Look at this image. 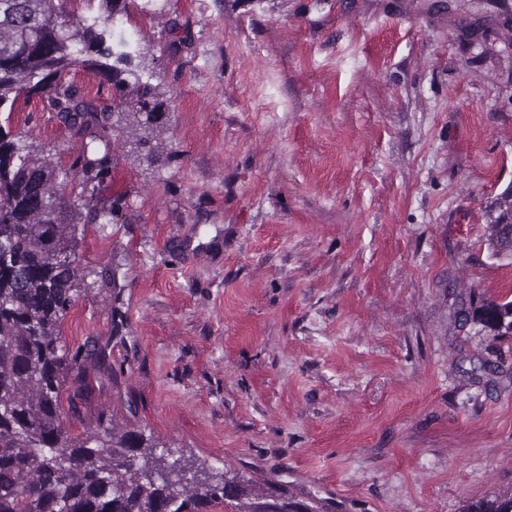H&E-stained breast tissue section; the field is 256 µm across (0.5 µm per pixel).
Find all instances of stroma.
<instances>
[{
	"label": "stroma",
	"instance_id": "obj_1",
	"mask_svg": "<svg viewBox=\"0 0 512 512\" xmlns=\"http://www.w3.org/2000/svg\"><path fill=\"white\" fill-rule=\"evenodd\" d=\"M165 100L147 162L110 109L112 178L64 321L113 375L79 436L139 430L187 465L340 512H462L512 492V336L454 322L512 298L490 206L512 189V0H126ZM0 128L61 164L39 97ZM500 359L493 386L478 359Z\"/></svg>",
	"mask_w": 512,
	"mask_h": 512
}]
</instances>
